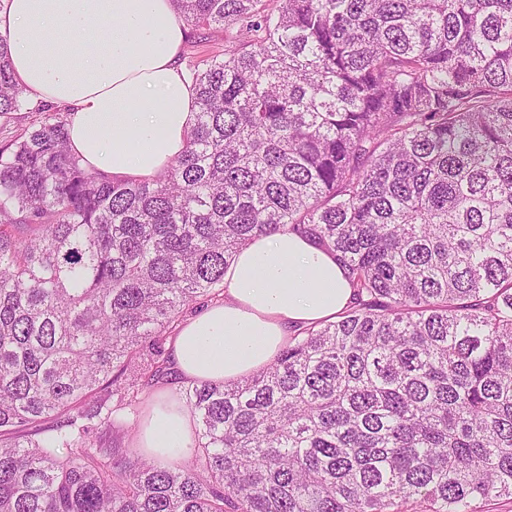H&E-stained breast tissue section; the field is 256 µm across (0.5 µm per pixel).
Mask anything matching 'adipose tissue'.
Wrapping results in <instances>:
<instances>
[{"label": "adipose tissue", "mask_w": 512, "mask_h": 512, "mask_svg": "<svg viewBox=\"0 0 512 512\" xmlns=\"http://www.w3.org/2000/svg\"><path fill=\"white\" fill-rule=\"evenodd\" d=\"M186 24L172 0H0V37L31 96L70 111L69 144L89 167L154 178L181 154L195 91L177 62ZM351 297L335 257L294 233L243 246L224 298L183 324L170 348L185 381L227 383L272 362L296 328L330 321ZM136 443L159 461L190 456L194 423L155 402Z\"/></svg>", "instance_id": "ef3b65f1"}]
</instances>
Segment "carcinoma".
I'll use <instances>...</instances> for the list:
<instances>
[{"mask_svg": "<svg viewBox=\"0 0 512 512\" xmlns=\"http://www.w3.org/2000/svg\"><path fill=\"white\" fill-rule=\"evenodd\" d=\"M173 0L244 41L151 181L49 114L0 145V512H484L512 498V0ZM42 112L0 37V119ZM352 288L269 366L193 383L189 463L110 437L251 239Z\"/></svg>", "mask_w": 512, "mask_h": 512, "instance_id": "cac0c4a2", "label": "carcinoma"}]
</instances>
